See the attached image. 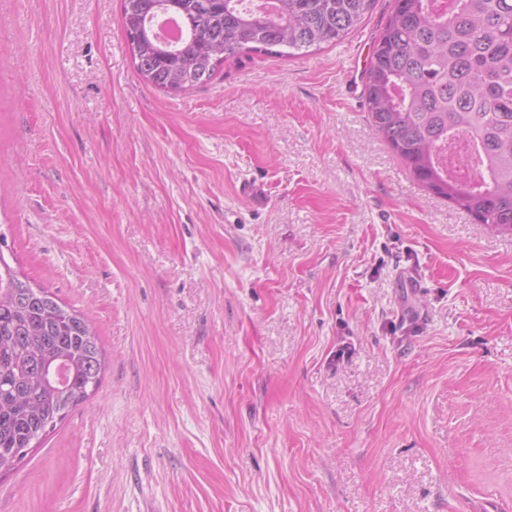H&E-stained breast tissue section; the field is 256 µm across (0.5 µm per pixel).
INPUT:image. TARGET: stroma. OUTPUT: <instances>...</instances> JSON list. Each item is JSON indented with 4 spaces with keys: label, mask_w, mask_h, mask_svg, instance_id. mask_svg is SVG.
I'll return each instance as SVG.
<instances>
[{
    "label": "stroma",
    "mask_w": 512,
    "mask_h": 512,
    "mask_svg": "<svg viewBox=\"0 0 512 512\" xmlns=\"http://www.w3.org/2000/svg\"><path fill=\"white\" fill-rule=\"evenodd\" d=\"M392 0L166 93L122 0H0V234L94 323L0 512H512V234L367 121Z\"/></svg>",
    "instance_id": "stroma-1"
}]
</instances>
